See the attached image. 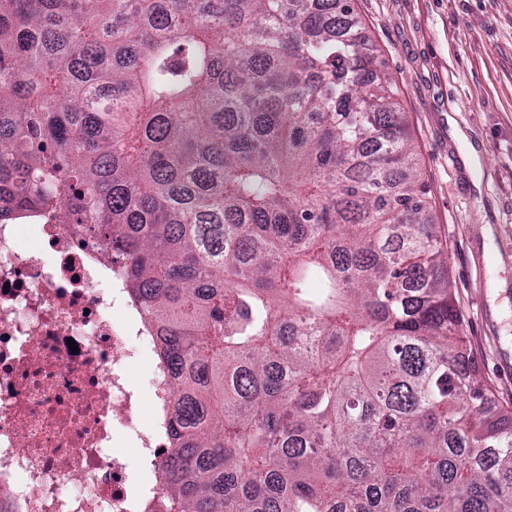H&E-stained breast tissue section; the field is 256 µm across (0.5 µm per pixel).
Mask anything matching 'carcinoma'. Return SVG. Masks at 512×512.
<instances>
[{"mask_svg": "<svg viewBox=\"0 0 512 512\" xmlns=\"http://www.w3.org/2000/svg\"><path fill=\"white\" fill-rule=\"evenodd\" d=\"M352 2L0 0V223L63 212L123 264L174 379L164 512H512Z\"/></svg>", "mask_w": 512, "mask_h": 512, "instance_id": "1", "label": "carcinoma"}]
</instances>
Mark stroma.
Returning a JSON list of instances; mask_svg holds the SVG:
<instances>
[{
	"mask_svg": "<svg viewBox=\"0 0 512 512\" xmlns=\"http://www.w3.org/2000/svg\"><path fill=\"white\" fill-rule=\"evenodd\" d=\"M355 8L399 78L476 366L495 402L512 409V0H357Z\"/></svg>",
	"mask_w": 512,
	"mask_h": 512,
	"instance_id": "stroma-1",
	"label": "stroma"
}]
</instances>
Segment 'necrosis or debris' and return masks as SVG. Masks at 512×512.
<instances>
[{"instance_id":"4bbe7bcc","label":"necrosis or debris","mask_w":512,"mask_h":512,"mask_svg":"<svg viewBox=\"0 0 512 512\" xmlns=\"http://www.w3.org/2000/svg\"><path fill=\"white\" fill-rule=\"evenodd\" d=\"M157 347L120 263L64 214L0 223V512H158L141 476L170 451L171 376L155 362L149 423L130 376Z\"/></svg>"}]
</instances>
